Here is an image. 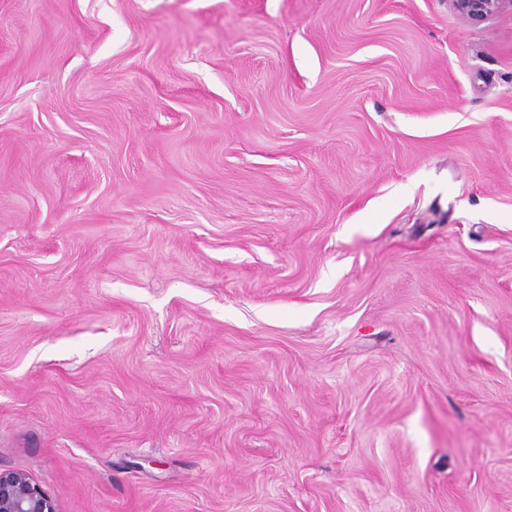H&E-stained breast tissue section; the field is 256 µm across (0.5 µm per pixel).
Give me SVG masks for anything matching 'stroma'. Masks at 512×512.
<instances>
[{
  "mask_svg": "<svg viewBox=\"0 0 512 512\" xmlns=\"http://www.w3.org/2000/svg\"><path fill=\"white\" fill-rule=\"evenodd\" d=\"M0 469L512 512V10L0 0Z\"/></svg>",
  "mask_w": 512,
  "mask_h": 512,
  "instance_id": "1",
  "label": "stroma"
}]
</instances>
